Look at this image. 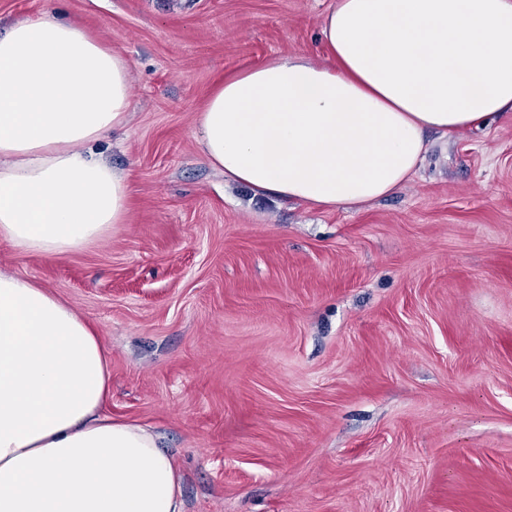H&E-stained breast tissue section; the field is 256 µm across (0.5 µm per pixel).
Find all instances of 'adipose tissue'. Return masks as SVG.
I'll return each instance as SVG.
<instances>
[{
  "label": "adipose tissue",
  "instance_id": "obj_1",
  "mask_svg": "<svg viewBox=\"0 0 512 512\" xmlns=\"http://www.w3.org/2000/svg\"><path fill=\"white\" fill-rule=\"evenodd\" d=\"M325 61L284 55L226 76L194 137L227 180L342 209L411 183L427 133L512 118V0H335ZM122 53L45 8L0 34V241L76 252L127 221L126 176L87 152L127 122ZM96 329L0 270V512H182L149 428L106 411Z\"/></svg>",
  "mask_w": 512,
  "mask_h": 512
}]
</instances>
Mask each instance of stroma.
<instances>
[{"mask_svg":"<svg viewBox=\"0 0 512 512\" xmlns=\"http://www.w3.org/2000/svg\"><path fill=\"white\" fill-rule=\"evenodd\" d=\"M54 3L128 60L126 125L92 145L126 223L52 259L0 244L92 322L113 418L150 426L184 512H512V121L414 181L323 209L227 181L193 132L224 75L323 55L334 0Z\"/></svg>","mask_w":512,"mask_h":512,"instance_id":"stroma-1","label":"stroma"}]
</instances>
